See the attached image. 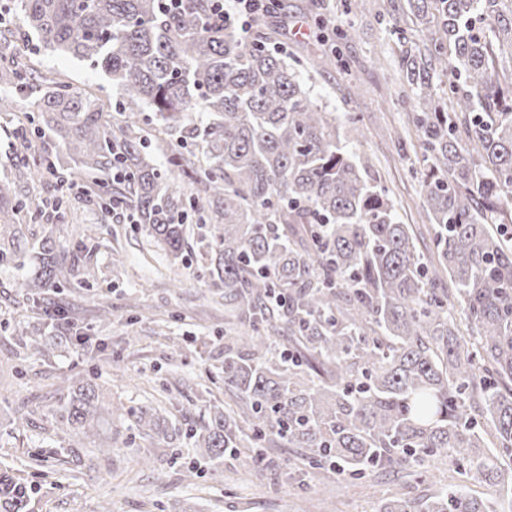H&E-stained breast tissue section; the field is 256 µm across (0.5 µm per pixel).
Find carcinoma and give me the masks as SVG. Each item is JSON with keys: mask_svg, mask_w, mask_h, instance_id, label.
<instances>
[{"mask_svg": "<svg viewBox=\"0 0 512 512\" xmlns=\"http://www.w3.org/2000/svg\"><path fill=\"white\" fill-rule=\"evenodd\" d=\"M212 0H6L15 33L101 68L114 112L91 91L0 54V113L12 114L13 157L0 178V266L26 268L19 287L38 308L16 335L73 338L58 298L82 284L91 232L66 237L30 205L22 180L79 185L104 217L129 211L175 264L207 253L209 287L224 291V388L190 435L203 459L253 445L256 476L270 450L302 448L307 471L329 464L365 486L373 469L456 467L458 482L423 498L402 485L377 512H490L471 479L497 495V456L512 458V0H403L409 45L399 62L427 172L434 251L351 150L275 33L249 36L211 12ZM419 41L407 37V31ZM28 100L14 112L13 97ZM205 118L199 119L196 113ZM149 121L166 138L161 169L143 147ZM45 223L28 239L18 214ZM61 421L101 420L97 385L66 378ZM139 433L168 435L153 407L129 409ZM33 488L0 469V512H30Z\"/></svg>", "mask_w": 512, "mask_h": 512, "instance_id": "cac0c4a2", "label": "carcinoma"}]
</instances>
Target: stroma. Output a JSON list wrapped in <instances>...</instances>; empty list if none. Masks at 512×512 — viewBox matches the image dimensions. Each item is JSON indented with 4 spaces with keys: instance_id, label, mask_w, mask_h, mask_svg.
I'll return each mask as SVG.
<instances>
[{
    "instance_id": "1",
    "label": "stroma",
    "mask_w": 512,
    "mask_h": 512,
    "mask_svg": "<svg viewBox=\"0 0 512 512\" xmlns=\"http://www.w3.org/2000/svg\"><path fill=\"white\" fill-rule=\"evenodd\" d=\"M284 4L270 25L281 32L289 63L335 114L342 132L350 130L346 116L358 117L351 149L371 156L402 221L425 224L423 150L408 115L411 91L400 79L401 46L390 0H373L357 14L346 12L342 0ZM335 28L350 30V41H332ZM36 61L111 104L112 87L102 71L49 51ZM384 127L405 132V144L380 136ZM64 196L62 223L79 219L92 226L95 237L87 281L64 299L80 313L82 332L104 340V352L90 353L68 341L44 351L20 348L15 322L36 319L38 311L20 286L22 270L0 268V462L35 487L33 512H306L309 501L325 497L336 512H375L394 488L391 477L379 478L365 492L333 469L321 470L307 485L282 465H270L256 477L233 460L215 466L195 456L189 429L207 421L209 403L234 401L222 380L224 297L204 279L208 258L194 250L185 262L169 264L139 225L119 213L104 219L84 204L80 188ZM116 250L123 265L112 263ZM102 305L114 312L106 329L94 318ZM116 363L126 369L120 381L112 378ZM73 376L93 379L107 409L96 427L78 434L56 415L65 396L63 380ZM144 404L169 421L167 439L128 429L126 410Z\"/></svg>"
}]
</instances>
